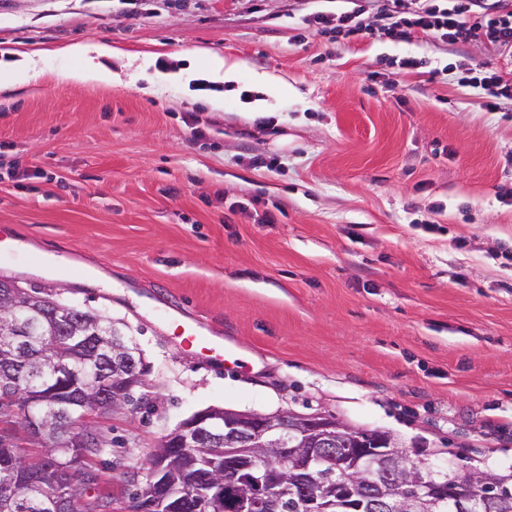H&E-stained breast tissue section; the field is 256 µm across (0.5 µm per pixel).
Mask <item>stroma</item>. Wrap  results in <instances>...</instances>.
<instances>
[{"label":"stroma","mask_w":512,"mask_h":512,"mask_svg":"<svg viewBox=\"0 0 512 512\" xmlns=\"http://www.w3.org/2000/svg\"><path fill=\"white\" fill-rule=\"evenodd\" d=\"M360 5L380 28L375 0H0V61L45 70L0 92V277L110 317L149 366L97 419L106 512L209 406L333 413L435 469L512 466V101L400 66L500 62L309 21ZM98 41L118 80L58 78L81 65L65 46ZM211 52L242 62L234 86L160 81L205 76Z\"/></svg>","instance_id":"35a3bbf8"}]
</instances>
